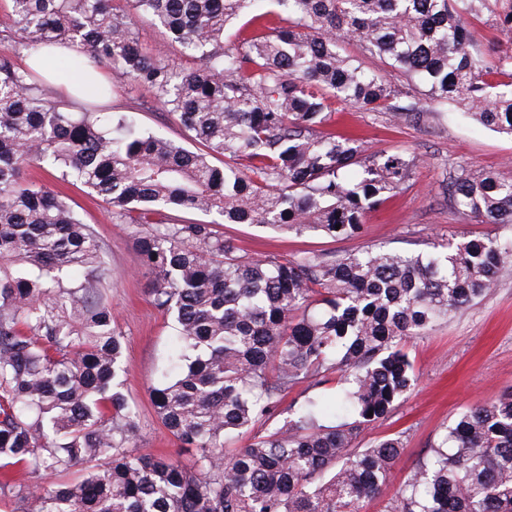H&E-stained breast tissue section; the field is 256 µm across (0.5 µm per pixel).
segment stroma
<instances>
[{
    "mask_svg": "<svg viewBox=\"0 0 512 512\" xmlns=\"http://www.w3.org/2000/svg\"><path fill=\"white\" fill-rule=\"evenodd\" d=\"M110 104L113 111L129 115L139 127L197 149V142L150 94L129 88L114 94ZM328 129L356 135L366 152L403 151L417 155L420 163L408 182L367 213L363 235L333 240L249 224L218 225V233L233 242L239 256L293 261L313 256L329 259L345 252H425L451 234L459 238L512 236V224L475 223L454 207L445 192L446 183L462 169L492 171L512 179L511 138L446 112H429L421 120L394 124L384 113L359 112L341 103L336 104ZM63 191L108 248L107 260L112 267L108 295L124 336L123 392L140 415L135 451L192 464L191 451L181 448L150 402L149 390L165 369L173 347V330L170 318L153 305L148 294L137 227L119 223L105 203L82 186L70 184ZM408 352L418 376L414 390L386 420L362 437L366 443L393 435L402 438L405 452L390 479L388 489L392 492L459 413L512 388V274L499 279L474 303L451 314L431 334L413 339ZM334 395L331 381L316 388L299 384L269 419L256 424L255 430L264 433L283 425L293 404Z\"/></svg>",
    "mask_w": 512,
    "mask_h": 512,
    "instance_id": "stroma-1",
    "label": "stroma"
}]
</instances>
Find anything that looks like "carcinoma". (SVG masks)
Returning a JSON list of instances; mask_svg holds the SVG:
<instances>
[{
    "label": "carcinoma",
    "instance_id": "1",
    "mask_svg": "<svg viewBox=\"0 0 512 512\" xmlns=\"http://www.w3.org/2000/svg\"><path fill=\"white\" fill-rule=\"evenodd\" d=\"M0 38L28 51L78 46L111 78L52 92L49 72L0 56V469L71 481L0 483L9 512H362L382 496L403 442L360 435L416 382L406 343L512 274V241L468 236L431 252L332 260H244L217 224L347 239L406 181L418 158L364 153L319 131L338 100L394 119L463 112L512 138V46L487 62L473 19L512 34V0H8ZM276 16L266 36L224 44L227 27ZM164 28L196 66L145 52L137 22ZM359 46L414 99L342 48ZM149 92L194 152L138 130L102 101ZM232 155L248 162L216 166ZM47 167L98 196L137 239L153 304L180 352L150 391L182 446L129 451L138 411L122 391L121 333L106 245L60 191L25 180ZM478 224H512V180L463 171L447 186ZM197 211L209 222L157 216ZM338 377L340 425L319 401L224 457V438L271 416L288 391ZM383 512H512V391L466 409L411 468Z\"/></svg>",
    "mask_w": 512,
    "mask_h": 512
}]
</instances>
